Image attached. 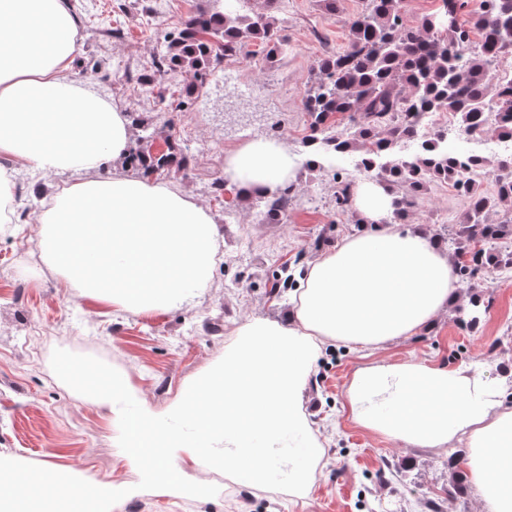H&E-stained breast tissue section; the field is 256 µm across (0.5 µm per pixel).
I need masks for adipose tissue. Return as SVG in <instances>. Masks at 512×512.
<instances>
[{
  "label": "adipose tissue",
  "instance_id": "obj_1",
  "mask_svg": "<svg viewBox=\"0 0 512 512\" xmlns=\"http://www.w3.org/2000/svg\"><path fill=\"white\" fill-rule=\"evenodd\" d=\"M71 0H0V160L45 172H77L43 209L47 262L73 287L137 311H163L207 285L220 260L211 213L184 192L147 178L103 171L129 153V121L66 77L78 51ZM296 162L273 141L232 152L226 171L242 195L274 191ZM365 228L304 274L288 324H245L237 348L167 417L148 408L123 418L133 458L175 486L178 452L216 458L244 482L273 475L305 489L319 445L297 403L319 344L375 347L427 328L455 293L448 255L427 233L394 222L393 196L369 181L353 192ZM503 382L480 364L376 361L358 368L346 400L361 427L419 448L459 443L486 512H512V409ZM0 497L47 512L44 489L82 505L109 486L61 479L53 464L28 469L0 459Z\"/></svg>",
  "mask_w": 512,
  "mask_h": 512
}]
</instances>
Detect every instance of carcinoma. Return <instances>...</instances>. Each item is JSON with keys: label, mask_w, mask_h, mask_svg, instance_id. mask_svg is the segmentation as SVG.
<instances>
[{"label": "carcinoma", "mask_w": 512, "mask_h": 512, "mask_svg": "<svg viewBox=\"0 0 512 512\" xmlns=\"http://www.w3.org/2000/svg\"><path fill=\"white\" fill-rule=\"evenodd\" d=\"M213 2L216 7L191 17L178 34L164 41L152 68L166 73L190 68L207 75L212 56H235L252 41L267 44L272 56L282 49L275 17L240 13L249 0ZM403 4L404 0H368L365 12L350 25L346 47L314 62L305 92L310 125L303 143L339 154L361 151V161L376 172L377 181L403 188L402 195L395 196L396 215L415 204L429 180L448 182L467 198L468 211L452 231V240L457 275L470 280L483 268L512 265V253L466 248L512 236V218L497 224L480 220L481 214L512 197V161L499 162L493 171L497 193L489 196L464 177L453 150L441 146V130L420 144L410 159L379 167L377 158L410 137L414 120L424 112L446 111L460 117L463 133L474 132L489 97L504 112L501 132L512 134V90L502 91L495 73V63L512 54V0H480L474 22L477 41L458 20L448 19V13L464 9L467 0H440L438 11L416 26L404 22ZM337 114L347 120L345 126L334 121ZM155 139L154 131L141 137L143 146L130 157L131 165L145 176L177 163L182 151L169 136L159 151L153 148ZM261 198L270 220L288 208V195L279 189Z\"/></svg>", "instance_id": "1"}]
</instances>
